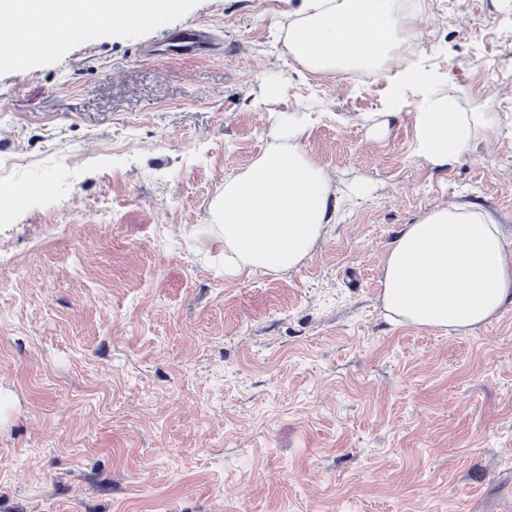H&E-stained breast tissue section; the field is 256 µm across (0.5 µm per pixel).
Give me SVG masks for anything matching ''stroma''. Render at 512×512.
Here are the masks:
<instances>
[{
	"instance_id": "35a3bbf8",
	"label": "stroma",
	"mask_w": 512,
	"mask_h": 512,
	"mask_svg": "<svg viewBox=\"0 0 512 512\" xmlns=\"http://www.w3.org/2000/svg\"><path fill=\"white\" fill-rule=\"evenodd\" d=\"M300 3L183 0L0 66V512H512V308L448 335L381 301L434 207L512 240V0H411L413 71L503 120L445 171L412 86L292 62ZM194 26L209 51L170 56ZM283 112L335 221L225 276L213 204Z\"/></svg>"
}]
</instances>
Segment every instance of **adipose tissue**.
Here are the masks:
<instances>
[{
	"label": "adipose tissue",
	"mask_w": 512,
	"mask_h": 512,
	"mask_svg": "<svg viewBox=\"0 0 512 512\" xmlns=\"http://www.w3.org/2000/svg\"><path fill=\"white\" fill-rule=\"evenodd\" d=\"M162 8L163 0H0V15L14 20L0 30V41L16 45L12 60L18 63L61 45L76 28L146 23ZM411 34L400 0H303L287 45L292 60L316 75L388 72ZM412 123V156L445 169L461 163L478 135L496 129L499 120L492 112L462 111L453 97L428 88ZM302 133L294 114H282L277 145L225 180L213 207L225 273L291 270L333 221L338 198L329 177L303 151ZM382 284L391 319L466 333L512 306V243L486 209L436 207L404 225L391 243Z\"/></svg>",
	"instance_id": "1"
}]
</instances>
